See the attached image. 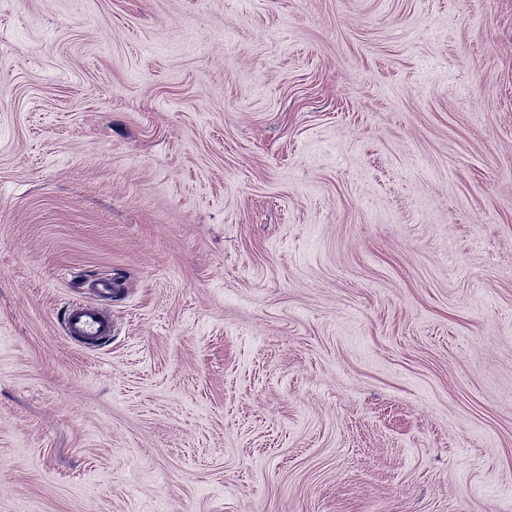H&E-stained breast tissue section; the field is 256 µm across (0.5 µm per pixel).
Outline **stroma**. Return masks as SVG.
I'll return each instance as SVG.
<instances>
[{
  "label": "stroma",
  "mask_w": 512,
  "mask_h": 512,
  "mask_svg": "<svg viewBox=\"0 0 512 512\" xmlns=\"http://www.w3.org/2000/svg\"><path fill=\"white\" fill-rule=\"evenodd\" d=\"M0 512H512V0H0ZM65 335L85 344H104L112 336L111 318L100 308L81 302H71L63 312Z\"/></svg>",
  "instance_id": "35a3bbf8"
}]
</instances>
